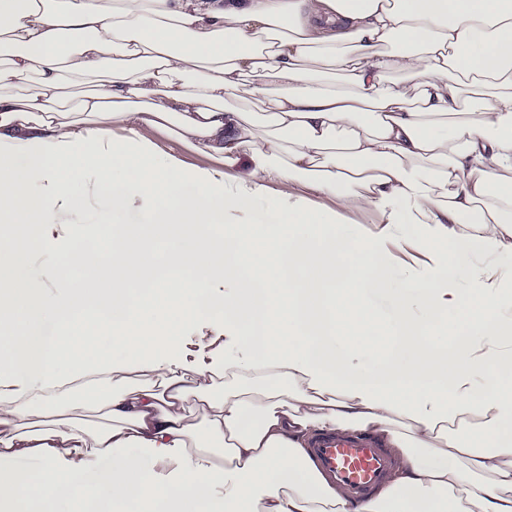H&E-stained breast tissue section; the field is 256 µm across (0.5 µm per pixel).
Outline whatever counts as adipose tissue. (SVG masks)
I'll return each instance as SVG.
<instances>
[{
    "label": "adipose tissue",
    "instance_id": "obj_1",
    "mask_svg": "<svg viewBox=\"0 0 512 512\" xmlns=\"http://www.w3.org/2000/svg\"><path fill=\"white\" fill-rule=\"evenodd\" d=\"M102 199L179 230L166 268L130 225L72 248ZM343 211L378 225L341 238ZM0 224V512H512V0H0ZM394 264L408 363L362 377ZM101 387L97 426L49 418ZM325 431L380 438L388 482L328 485ZM146 134L153 140L159 151L176 155L187 163L197 167H210L214 162L211 158L185 150L180 144L176 143L167 134L148 131ZM249 219L252 224L269 225L278 220V213L274 202L270 198L258 199L249 204ZM367 303L384 319L396 323L398 308L396 293L398 288H419V283L408 281L397 266H392L384 275L383 282L375 284L368 282L365 286Z\"/></svg>",
    "mask_w": 512,
    "mask_h": 512
}]
</instances>
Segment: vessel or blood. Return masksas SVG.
<instances>
[{
  "mask_svg": "<svg viewBox=\"0 0 512 512\" xmlns=\"http://www.w3.org/2000/svg\"><path fill=\"white\" fill-rule=\"evenodd\" d=\"M308 452L330 483L346 486L359 499L382 486L394 466L389 454L359 434L318 435Z\"/></svg>",
  "mask_w": 512,
  "mask_h": 512,
  "instance_id": "b4317fda",
  "label": "vessel or blood"
}]
</instances>
